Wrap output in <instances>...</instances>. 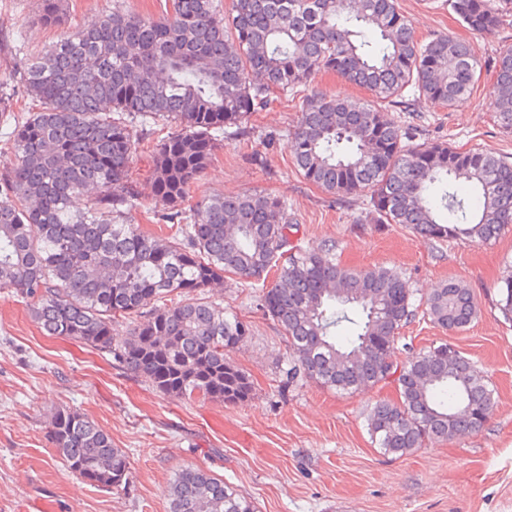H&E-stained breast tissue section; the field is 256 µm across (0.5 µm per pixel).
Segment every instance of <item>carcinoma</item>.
<instances>
[{
	"label": "carcinoma",
	"instance_id": "1",
	"mask_svg": "<svg viewBox=\"0 0 512 512\" xmlns=\"http://www.w3.org/2000/svg\"><path fill=\"white\" fill-rule=\"evenodd\" d=\"M62 0H41L47 25ZM470 29L491 32L512 0H448ZM334 72L370 91L373 103L312 86ZM482 65L472 47L446 34L418 41L397 0H166L145 17L117 4L94 24L0 73V117L24 116L4 137L13 155L0 173V288L29 301L48 336L112 356L156 390L187 400L245 402L253 385L228 360L248 326L202 296L233 273L251 280L278 272L264 311L288 342L287 382L305 379L353 394L391 381L367 426L385 453L406 455L487 421V376L446 343L405 364L395 359L417 306L402 274L354 270L335 246L290 245L286 204L265 195H215L184 207L224 137L267 107L272 91L302 108L286 147L298 170L329 194L370 191L380 224H404L428 240H493L512 226V162L443 142L410 145L414 134L384 109L411 95L417 106L451 105L471 92ZM493 105L512 132V49L494 64ZM175 130L155 143L153 215L176 226L162 238L125 221L138 204L129 178L140 147L133 128ZM93 186L83 210L72 199ZM512 318V274L498 289ZM477 306L469 288L448 281L425 314L448 331L466 328ZM144 318L128 336L116 317ZM353 325L336 334L341 323ZM56 451L85 482H126L129 461L88 416L56 410ZM169 512H257L254 502L210 471L191 466L171 484Z\"/></svg>",
	"mask_w": 512,
	"mask_h": 512
}]
</instances>
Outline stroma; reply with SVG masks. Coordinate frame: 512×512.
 Masks as SVG:
<instances>
[{
    "label": "stroma",
    "mask_w": 512,
    "mask_h": 512,
    "mask_svg": "<svg viewBox=\"0 0 512 512\" xmlns=\"http://www.w3.org/2000/svg\"><path fill=\"white\" fill-rule=\"evenodd\" d=\"M416 37L445 33L469 42L483 66L471 95L452 107H388L391 119L417 131L416 142L480 149L512 159V132L491 104L493 62L512 46V23L494 33L462 24L448 0H398ZM38 0H0V35L21 58L57 42L59 27L41 24ZM301 112L284 99L224 131V142L190 200L203 195L261 194L283 199L294 225L292 242H330L352 268L403 273L414 299L448 280L466 285L477 316L461 332L415 315L402 329L398 362L445 343L488 377L496 404L478 431L398 457L384 454L367 429L370 408L396 400L394 386L341 394L306 381L285 386L288 346L282 328L261 306L263 284L225 275L209 296L250 329L228 355L251 376L241 404L187 401L163 394L109 356L43 335L27 302L0 288V512H168L169 491L185 467L223 477L253 500L258 512H512V319L500 312V280L512 273V231L494 241L434 242L400 224H376L369 196L342 199L306 181L293 165L285 136ZM140 208L128 223L159 235L169 224L148 217L152 205L149 149L130 170ZM87 415L129 457L121 488L105 491L74 474L48 435L56 408Z\"/></svg>",
    "instance_id": "1"
}]
</instances>
